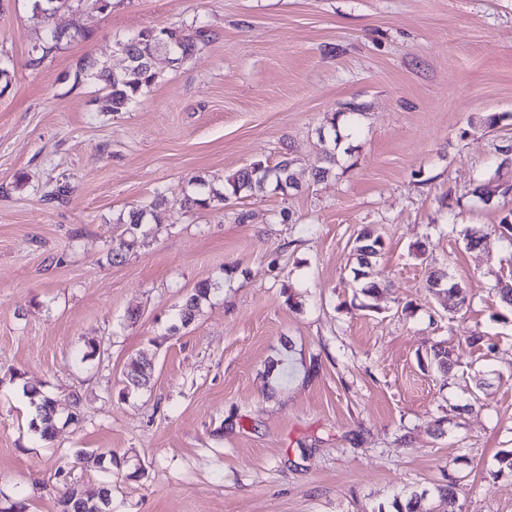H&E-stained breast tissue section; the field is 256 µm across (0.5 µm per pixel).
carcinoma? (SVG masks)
I'll list each match as a JSON object with an SVG mask.
<instances>
[{
    "label": "carcinoma",
    "instance_id": "carcinoma-1",
    "mask_svg": "<svg viewBox=\"0 0 512 512\" xmlns=\"http://www.w3.org/2000/svg\"><path fill=\"white\" fill-rule=\"evenodd\" d=\"M69 6V0H34L33 16L43 18L47 22L60 9ZM166 35L167 52L175 56V60L183 61L193 55L197 47V39L205 34L200 28L196 36L182 33L178 28L168 27L156 31L144 29L136 35L119 42L120 50L125 54L127 64L119 70H114L106 63L94 59H84L79 63V74L102 85L107 90L108 110L125 112L134 106L144 89L153 85L159 78L152 66L158 44L155 35ZM199 190L195 196L189 197L186 204L191 207L206 208L213 201H228L234 197L241 199L258 196L266 192L269 186L284 191L297 184L292 162L283 160L275 166H269L261 161L254 162L236 171L224 180V190L216 189L205 181H197ZM146 216L143 209H133L128 213L125 224L126 239L119 247L112 250L110 258L117 260L122 257V251L134 248L138 243V233ZM384 248L382 237L373 229L362 230L354 239L352 252L356 266L351 269L353 280L361 284V291L372 295L378 291L379 283L373 279L377 258ZM211 287L203 283L190 295L178 313L181 325H188L201 300L210 295ZM433 360L443 370L452 365L456 353L440 341L432 347ZM125 390H139L147 385L149 372L147 364L137 358L131 359L125 370ZM31 404L36 410L30 428L45 441L52 440L57 431V400L42 394L32 387L25 389ZM456 481L448 480V484L438 488V502L428 497L427 492L413 491L401 500L396 496L393 501L395 512H457L456 510ZM62 512H112V499L101 494L97 498H86L75 487L66 488L62 499Z\"/></svg>",
    "mask_w": 512,
    "mask_h": 512
}]
</instances>
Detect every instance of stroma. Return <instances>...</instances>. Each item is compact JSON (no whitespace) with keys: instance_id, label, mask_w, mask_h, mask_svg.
Masks as SVG:
<instances>
[{"instance_id":"obj_1","label":"stroma","mask_w":512,"mask_h":512,"mask_svg":"<svg viewBox=\"0 0 512 512\" xmlns=\"http://www.w3.org/2000/svg\"><path fill=\"white\" fill-rule=\"evenodd\" d=\"M111 2L44 23L0 0V499L60 512L67 486L108 484L112 512H377L453 474L460 512H512V312L494 290L512 278V0ZM201 26L128 111L76 76L87 57L123 67L117 44L142 29ZM284 159L299 188L184 205L193 178ZM152 205L111 262L118 215ZM366 226L385 241L372 297L351 273ZM439 269L465 305L428 292ZM440 340L461 354L445 372ZM133 358L150 383L125 396ZM28 386L80 393V422L39 440ZM211 292L210 284L202 283L195 289V293L190 295L183 305L182 309L178 313V321L182 326H187L194 317V312L199 306L202 299H206Z\"/></svg>"}]
</instances>
